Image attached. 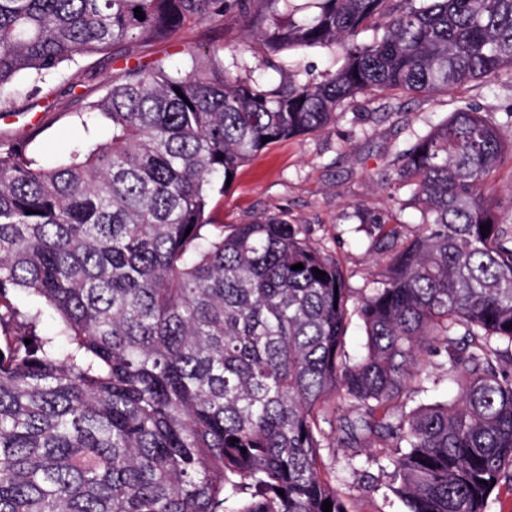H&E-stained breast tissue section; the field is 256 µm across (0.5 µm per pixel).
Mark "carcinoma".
Instances as JSON below:
<instances>
[{"instance_id":"carcinoma-1","label":"carcinoma","mask_w":512,"mask_h":512,"mask_svg":"<svg viewBox=\"0 0 512 512\" xmlns=\"http://www.w3.org/2000/svg\"><path fill=\"white\" fill-rule=\"evenodd\" d=\"M313 7L0 0V104L229 11L258 57L336 47L342 60L311 82L295 59L271 88L196 54L175 71L137 65L75 111L86 132L106 122L107 141L78 138L51 164L39 128L0 142V512H348L323 472L336 443L387 473L407 512H487L512 481V225L485 195L512 139L495 115L459 107L399 155L419 232L353 307L298 226L209 217L228 174L324 129L348 98L512 80V0ZM20 315L31 330H14ZM428 353L446 358L454 396L417 404L438 383ZM332 402L350 408L338 424Z\"/></svg>"}]
</instances>
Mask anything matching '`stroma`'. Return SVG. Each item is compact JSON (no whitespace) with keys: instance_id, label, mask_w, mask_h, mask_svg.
<instances>
[{"instance_id":"1","label":"stroma","mask_w":512,"mask_h":512,"mask_svg":"<svg viewBox=\"0 0 512 512\" xmlns=\"http://www.w3.org/2000/svg\"><path fill=\"white\" fill-rule=\"evenodd\" d=\"M190 48L215 57L244 78L267 85L286 79L247 51L244 21L230 12L221 26L198 24L126 57H93L81 67L65 68L42 93L22 95L9 108L0 107V140L23 134L27 124L43 122L44 159L52 161L82 136L72 112L98 97L103 82L140 61L182 67ZM465 105L494 113L504 122L512 110V82H472L449 94L347 99L335 122L322 131L270 145L239 167L224 196L212 201V220L248 224L275 219L302 227L310 244L336 258L352 298H359L371 288L380 265L418 230L411 189L396 179L398 155L414 133L429 130ZM389 227L395 228V236H386ZM347 454L340 447L326 450L322 460L326 472L335 473L350 512H406L398 498L386 495L385 478L377 467L351 471Z\"/></svg>"}]
</instances>
